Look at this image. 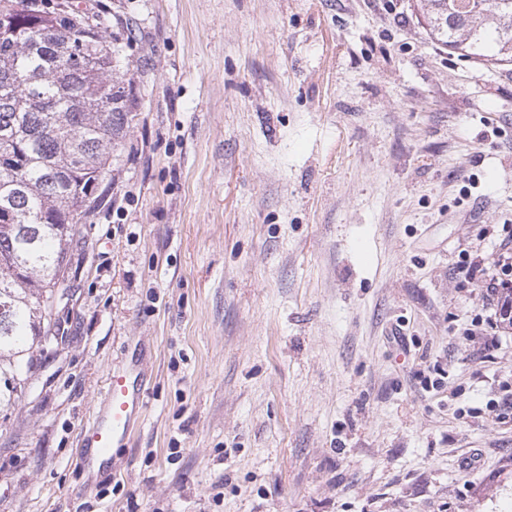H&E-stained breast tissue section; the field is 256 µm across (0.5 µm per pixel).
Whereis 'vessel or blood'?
I'll use <instances>...</instances> for the list:
<instances>
[{
	"instance_id": "vessel-or-blood-1",
	"label": "vessel or blood",
	"mask_w": 512,
	"mask_h": 512,
	"mask_svg": "<svg viewBox=\"0 0 512 512\" xmlns=\"http://www.w3.org/2000/svg\"><path fill=\"white\" fill-rule=\"evenodd\" d=\"M144 384L143 370L136 363L110 374L101 405L80 432L84 470L93 469L95 462L108 456L111 449L127 445L142 415Z\"/></svg>"
}]
</instances>
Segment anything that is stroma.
Returning <instances> with one entry per match:
<instances>
[{
	"label": "stroma",
	"instance_id": "stroma-1",
	"mask_svg": "<svg viewBox=\"0 0 512 512\" xmlns=\"http://www.w3.org/2000/svg\"><path fill=\"white\" fill-rule=\"evenodd\" d=\"M72 2L131 35L136 116L65 334L0 408V512H512V327L481 360L453 271L512 239V65L415 0ZM140 354L142 421L88 483L80 430Z\"/></svg>",
	"mask_w": 512,
	"mask_h": 512
}]
</instances>
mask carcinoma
<instances>
[{
  "label": "carcinoma",
  "instance_id": "cac0c4a2",
  "mask_svg": "<svg viewBox=\"0 0 512 512\" xmlns=\"http://www.w3.org/2000/svg\"><path fill=\"white\" fill-rule=\"evenodd\" d=\"M431 38L512 64V0H416ZM72 8L0 0V406L24 386L12 353L51 340L48 300L134 115L124 45Z\"/></svg>",
  "mask_w": 512,
  "mask_h": 512
}]
</instances>
